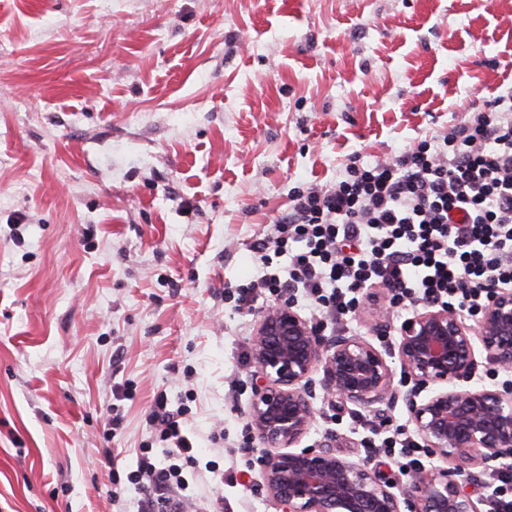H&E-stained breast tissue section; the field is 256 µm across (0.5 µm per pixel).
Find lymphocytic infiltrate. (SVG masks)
<instances>
[{
  "mask_svg": "<svg viewBox=\"0 0 512 512\" xmlns=\"http://www.w3.org/2000/svg\"><path fill=\"white\" fill-rule=\"evenodd\" d=\"M255 275L234 308L301 294L326 330L355 308V293L385 289L392 306L441 304L474 313L512 288V91L486 102L434 141L384 161L351 158L335 183L295 191L286 213L250 246ZM183 410L158 397L151 411L172 463L141 449L130 481L145 490L142 512L166 500L182 512L198 470Z\"/></svg>",
  "mask_w": 512,
  "mask_h": 512,
  "instance_id": "f902f5d3",
  "label": "lymphocytic infiltrate"
}]
</instances>
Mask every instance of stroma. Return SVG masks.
Masks as SVG:
<instances>
[{"label":"stroma","mask_w":512,"mask_h":512,"mask_svg":"<svg viewBox=\"0 0 512 512\" xmlns=\"http://www.w3.org/2000/svg\"><path fill=\"white\" fill-rule=\"evenodd\" d=\"M510 89L512 0H0V512H140L162 394L195 493L277 512L225 288L296 188ZM315 406L303 445L354 460L414 434Z\"/></svg>","instance_id":"obj_1"}]
</instances>
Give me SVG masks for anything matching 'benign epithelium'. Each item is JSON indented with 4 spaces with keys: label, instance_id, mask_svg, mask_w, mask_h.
<instances>
[{
    "label": "benign epithelium",
    "instance_id": "7a95c632",
    "mask_svg": "<svg viewBox=\"0 0 512 512\" xmlns=\"http://www.w3.org/2000/svg\"><path fill=\"white\" fill-rule=\"evenodd\" d=\"M359 308L370 330L391 328L382 305L366 296ZM397 333L381 349L347 330L324 336L290 301L258 319L248 424L262 445V485L279 512H481L484 499L467 490L475 469L512 468V383L474 382L481 372H512V290L492 292L474 326L448 306L427 304ZM318 388L374 412L402 401L437 464L417 465L393 483L327 445L295 449L315 420Z\"/></svg>",
    "mask_w": 512,
    "mask_h": 512
}]
</instances>
